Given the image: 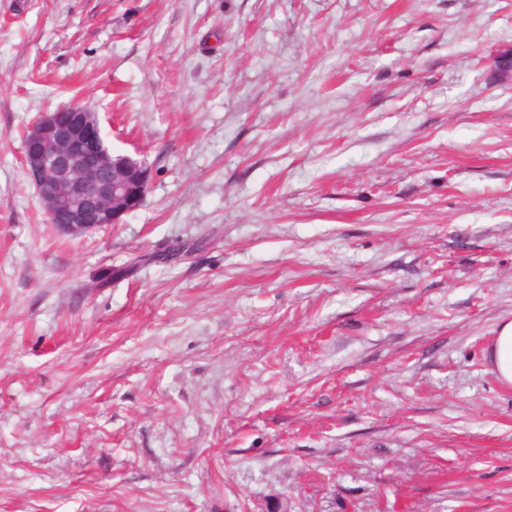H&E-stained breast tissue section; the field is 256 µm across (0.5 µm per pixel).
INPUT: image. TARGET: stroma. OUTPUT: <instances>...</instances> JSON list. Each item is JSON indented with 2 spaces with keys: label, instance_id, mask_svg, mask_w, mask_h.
Instances as JSON below:
<instances>
[{
  "label": "stroma",
  "instance_id": "1",
  "mask_svg": "<svg viewBox=\"0 0 512 512\" xmlns=\"http://www.w3.org/2000/svg\"><path fill=\"white\" fill-rule=\"evenodd\" d=\"M512 0H0V512H512ZM77 102L151 169L46 221ZM24 165L50 224L81 236L120 224L145 201L146 163L114 155L96 112L77 103L41 113L25 132ZM485 359L500 383L512 386V320L500 325L497 335L486 350Z\"/></svg>",
  "mask_w": 512,
  "mask_h": 512
}]
</instances>
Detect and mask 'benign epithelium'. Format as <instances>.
<instances>
[{
  "label": "benign epithelium",
  "mask_w": 512,
  "mask_h": 512,
  "mask_svg": "<svg viewBox=\"0 0 512 512\" xmlns=\"http://www.w3.org/2000/svg\"><path fill=\"white\" fill-rule=\"evenodd\" d=\"M492 71L512 82V49L495 58ZM24 165L49 223L70 236L122 223L144 203L150 183L147 164L111 153L97 113L77 103L43 112L27 127Z\"/></svg>",
  "instance_id": "7a95c632"
}]
</instances>
